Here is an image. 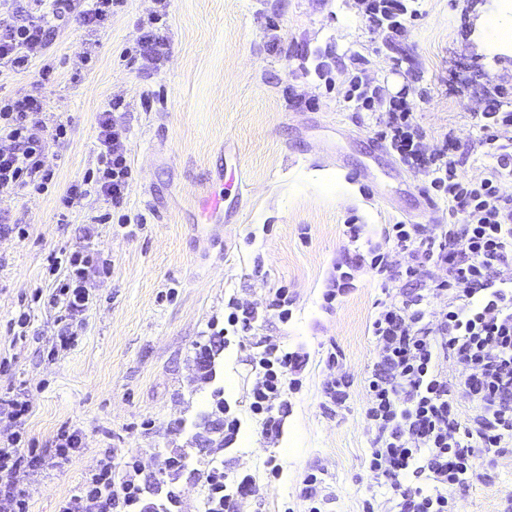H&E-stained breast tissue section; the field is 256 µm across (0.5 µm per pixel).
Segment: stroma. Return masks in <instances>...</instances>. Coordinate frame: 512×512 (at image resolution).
<instances>
[{
    "instance_id": "1",
    "label": "stroma",
    "mask_w": 512,
    "mask_h": 512,
    "mask_svg": "<svg viewBox=\"0 0 512 512\" xmlns=\"http://www.w3.org/2000/svg\"><path fill=\"white\" fill-rule=\"evenodd\" d=\"M503 0H417L393 43L356 0H172L165 34L169 53L159 69L125 57L136 47L140 20L154 0H123L103 28L71 17L46 50L54 79L42 91L45 122L68 123L49 147L55 172L48 193L24 190L0 200V222L25 224V237H0V398L28 402L25 434L49 451L60 426L77 429L83 446L61 469L29 479V512H59L62 500L111 451L116 474L127 457L155 502L168 490L180 512H204L205 475L255 477L259 494L242 512H307L304 478L321 482L322 512H364L373 490L366 469L369 437L364 379L374 361L367 332L381 279L360 272L355 290L326 309L322 294L334 266L355 250L348 223L378 242L385 225L427 224L432 200L380 135L368 113L344 102L354 60L392 96L414 100L425 142L453 137L467 177L490 160L476 150V123L488 107L512 110V51H488L490 20L512 25ZM325 63L326 78L315 73ZM128 105L129 158L135 181L124 207L129 221L89 224L108 212L97 196L80 199L69 223L57 221V198L96 166V118L111 99ZM247 187L235 223L201 209L221 190L228 170ZM145 218L132 229L131 219ZM85 250L111 265L91 275L93 304L75 344L51 354L56 309L38 300L57 281L60 251ZM287 287L293 315L260 316L255 328L221 346L229 298L258 304ZM28 312L25 333L10 321ZM309 358L301 390L290 398L275 445L264 442L248 412L249 355L265 340ZM214 353L205 378L200 350ZM343 359L353 385L345 407L330 411L322 389L328 350ZM242 419L233 444L213 431L218 399ZM209 424H202V417ZM185 451L192 472L162 470L163 458ZM282 468L268 482V460ZM512 493V453L481 462L458 494L461 512H499Z\"/></svg>"
}]
</instances>
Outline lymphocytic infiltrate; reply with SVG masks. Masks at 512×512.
<instances>
[{
	"instance_id": "1",
	"label": "lymphocytic infiltrate",
	"mask_w": 512,
	"mask_h": 512,
	"mask_svg": "<svg viewBox=\"0 0 512 512\" xmlns=\"http://www.w3.org/2000/svg\"><path fill=\"white\" fill-rule=\"evenodd\" d=\"M116 0H0V75L38 66L40 83L52 79L40 65L57 23L79 10L84 25L102 27ZM141 24L139 55L158 64L167 38L159 24L169 14V0ZM343 99L354 109L374 115L379 134L400 161L425 177L439 200L448 204L449 223L391 224L385 245L366 243L350 262L339 265L323 293L333 305L355 288L361 269L382 279L383 297L376 303L368 332L375 361L365 380V419L370 434L367 471L386 491L387 512H456L458 490L468 484L478 462L491 461L512 447V195L501 183L512 175V111L481 113L484 136L478 142L490 157L482 178L469 179L453 153L452 140L427 150L413 122L414 103L395 99L361 74H352ZM123 100H111L97 117V164L72 182L59 198V221L67 223L75 201L96 194L122 208L134 180L129 161V129L120 120ZM43 109L32 94L0 96V198L30 188L46 191L53 179L47 162L49 142L63 140L67 126L55 123L49 139L33 132ZM65 274L48 303L57 309L60 349L76 340L73 325L91 306L85 287L92 268L89 256L70 253ZM287 288L270 289L263 308L229 299L224 307V336L253 330L260 312L280 321L292 316ZM255 375L249 410L262 425L266 443H276L291 410L288 396L302 386L306 357L275 343L250 355ZM471 414H463L461 401ZM29 415L26 401H0V423L9 433L0 442V512H29L30 492L24 473L35 467H61L82 447L79 431L61 426L50 456L24 446L22 430ZM116 475L111 455L67 498L61 512H172L175 492L164 505L147 496L133 477L136 457ZM206 512H239L255 495L252 475L229 478L219 470L206 476Z\"/></svg>"
}]
</instances>
